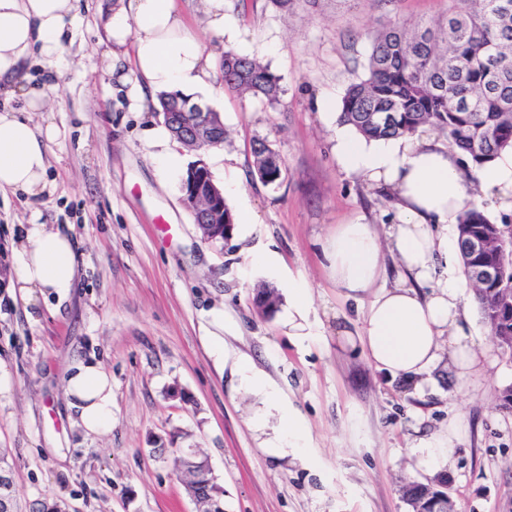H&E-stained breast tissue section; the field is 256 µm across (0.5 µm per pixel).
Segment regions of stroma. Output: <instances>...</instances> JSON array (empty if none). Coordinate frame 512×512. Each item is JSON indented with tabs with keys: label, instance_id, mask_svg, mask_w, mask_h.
<instances>
[{
	"label": "stroma",
	"instance_id": "35a3bbf8",
	"mask_svg": "<svg viewBox=\"0 0 512 512\" xmlns=\"http://www.w3.org/2000/svg\"><path fill=\"white\" fill-rule=\"evenodd\" d=\"M82 3L48 104L61 134L47 148V190L35 200L0 191V271L31 224L71 235L77 265L61 300L13 298L0 285V448L11 451L22 501L54 500L65 512H196L154 454L161 445L201 449L224 487V512H412L408 486L433 478L412 446L454 425L453 512H512V410L499 402L512 350L494 347L462 392L444 363L418 388L378 371L337 344L335 312L357 326L362 309L337 296L316 247L359 216L396 221L393 202L336 159L341 100L370 49L365 30L441 18L448 0H295L288 10L224 0L230 36L208 26L202 0H177L213 68L231 51L267 65L284 88L274 106L229 89L192 93L221 114L223 159L170 144L182 168L200 159L216 184L228 173L242 184L226 202L253 221L217 245L202 241L182 203V168L156 159L149 130L163 120L153 97H134L131 44L106 30L116 0ZM257 138L283 158L276 184L255 174ZM299 278L312 306V335L301 342L285 324L288 284ZM260 283L281 296L273 317L253 304ZM86 359L112 377V429L102 436L85 435L62 390L68 367ZM240 363L303 415L307 464L265 451L278 419L242 388Z\"/></svg>",
	"mask_w": 512,
	"mask_h": 512
}]
</instances>
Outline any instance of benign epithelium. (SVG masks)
<instances>
[{"instance_id": "1", "label": "benign epithelium", "mask_w": 512, "mask_h": 512, "mask_svg": "<svg viewBox=\"0 0 512 512\" xmlns=\"http://www.w3.org/2000/svg\"><path fill=\"white\" fill-rule=\"evenodd\" d=\"M166 125L174 128L172 136L187 148L197 146L209 147L223 142L219 132L224 129V122L218 112H208L198 103L191 100L176 101L162 112ZM202 182L206 186H196V177H191V187L183 188V204L192 214H199L195 221L202 233L203 240L208 243L224 242L229 236L224 233V189L215 186L208 179L206 171H201ZM490 247V236H466V248L472 254H484ZM501 275V268L491 262L473 266V282L478 286H487ZM448 485L416 484L415 489L408 493L413 512H449ZM13 501V485L9 475L0 474V512H11Z\"/></svg>"}]
</instances>
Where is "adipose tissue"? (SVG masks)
I'll return each instance as SVG.
<instances>
[{"mask_svg": "<svg viewBox=\"0 0 512 512\" xmlns=\"http://www.w3.org/2000/svg\"><path fill=\"white\" fill-rule=\"evenodd\" d=\"M79 12L80 0H0V84L20 91L29 111H45L48 93L29 86L25 63L36 59L47 83H54ZM107 28L116 40L132 37L138 90L213 89L208 58L177 13L175 0H120ZM59 135L53 122L36 127L19 113L0 111V190L42 194L46 148ZM336 158L364 181L390 192L398 212L394 224L380 228L355 220L337 225L318 241L331 285L345 298L368 302L359 329L337 328L339 345L360 349L376 369L409 384H420L444 361L458 385H466L491 350L472 329L456 247L457 217L466 208L512 206V149L474 169L457 150L432 143L429 136L375 140L343 125L336 129ZM389 252L396 257L393 279L385 266ZM75 277L71 239L33 224L13 252L6 287L30 299L38 294L63 298L74 288ZM238 374L245 390L263 395L279 414L267 452L302 457L306 427L301 415L259 375L244 367ZM62 387L86 434L111 429L112 378L99 362L73 364Z\"/></svg>", "mask_w": 512, "mask_h": 512, "instance_id": "adipose-tissue-1", "label": "adipose tissue"}]
</instances>
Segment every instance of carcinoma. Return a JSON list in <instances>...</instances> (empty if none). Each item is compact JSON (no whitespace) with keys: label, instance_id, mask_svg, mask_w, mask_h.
I'll return each mask as SVG.
<instances>
[{"label":"carcinoma","instance_id":"carcinoma-1","mask_svg":"<svg viewBox=\"0 0 512 512\" xmlns=\"http://www.w3.org/2000/svg\"><path fill=\"white\" fill-rule=\"evenodd\" d=\"M370 53L364 75L347 89L340 120L370 139L410 137L429 128L448 139L463 159L481 166L506 148L512 149V0H448L443 18L407 24L394 21L369 31ZM224 85L273 105L284 94L280 78L255 59L224 53ZM252 153L273 154L276 163L255 160L266 185L282 173L280 154L253 142ZM496 227L482 211L470 208L458 217V234H480ZM512 289L509 275L478 288L484 322L491 326L498 312L496 289ZM263 312L273 311L280 298L264 286L258 291ZM176 479L194 487L202 512H221L223 495L205 472L208 457L192 462L170 450Z\"/></svg>","mask_w":512,"mask_h":512}]
</instances>
